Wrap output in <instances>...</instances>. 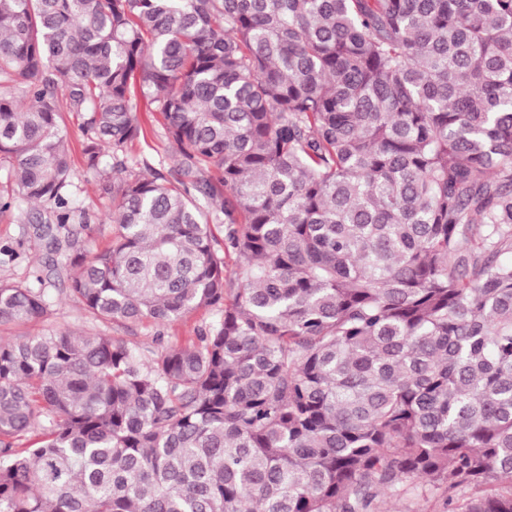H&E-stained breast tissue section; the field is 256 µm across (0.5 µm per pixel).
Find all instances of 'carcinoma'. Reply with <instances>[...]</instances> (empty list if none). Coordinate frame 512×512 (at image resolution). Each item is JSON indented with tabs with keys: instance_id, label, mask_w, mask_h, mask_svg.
Here are the masks:
<instances>
[{
	"instance_id": "carcinoma-1",
	"label": "carcinoma",
	"mask_w": 512,
	"mask_h": 512,
	"mask_svg": "<svg viewBox=\"0 0 512 512\" xmlns=\"http://www.w3.org/2000/svg\"><path fill=\"white\" fill-rule=\"evenodd\" d=\"M0 159L93 318L216 310L150 358L0 338V512H512V0H0ZM140 115L143 126V136L136 141L131 148V155L140 160L147 161L167 178H171L170 172L173 169L174 162L170 158H163L170 154L166 132L161 124V118L157 112H152V108L146 101H139ZM169 151V152H167ZM163 160L164 163H160ZM64 121L73 148V159L76 170L75 183L77 185V189L75 190L76 199L80 206L95 215V232L92 236V247L99 250L104 249L109 245L113 232V226L110 223V213L112 209L111 194L106 193L99 182L85 177L79 151L81 132L77 122L67 113L64 114Z\"/></svg>"
}]
</instances>
